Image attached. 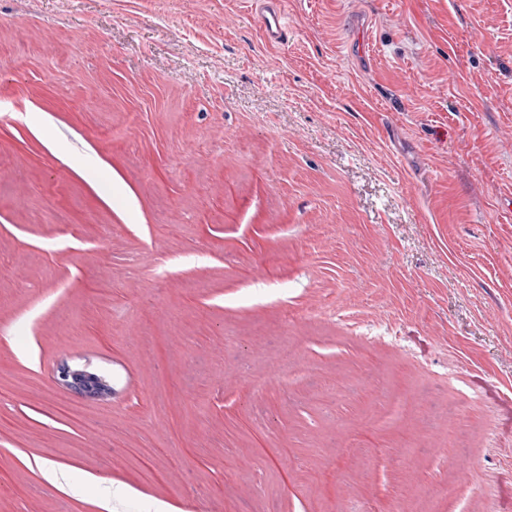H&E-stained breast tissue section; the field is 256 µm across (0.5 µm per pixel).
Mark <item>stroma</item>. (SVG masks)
Here are the masks:
<instances>
[{"mask_svg":"<svg viewBox=\"0 0 512 512\" xmlns=\"http://www.w3.org/2000/svg\"><path fill=\"white\" fill-rule=\"evenodd\" d=\"M286 3L0 0V512H512V0ZM267 1L257 9V1H254L255 9L261 21V31L265 42L270 45L283 43L288 38V23L281 0Z\"/></svg>","mask_w":512,"mask_h":512,"instance_id":"stroma-1","label":"stroma"}]
</instances>
